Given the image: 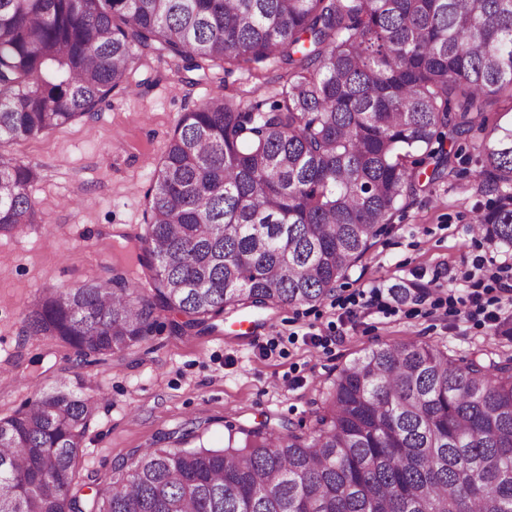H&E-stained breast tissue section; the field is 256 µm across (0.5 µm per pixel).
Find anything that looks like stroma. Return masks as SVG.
I'll use <instances>...</instances> for the list:
<instances>
[{
    "instance_id": "obj_1",
    "label": "stroma",
    "mask_w": 512,
    "mask_h": 512,
    "mask_svg": "<svg viewBox=\"0 0 512 512\" xmlns=\"http://www.w3.org/2000/svg\"><path fill=\"white\" fill-rule=\"evenodd\" d=\"M139 74L147 85L113 94L94 117L9 146L40 177L31 188L37 223L0 232V373L16 376L0 383V417L53 387L97 398L76 467L78 495L148 448L220 447L232 428L308 431L313 402L338 371L381 344L425 341L456 361L479 351L512 356V336L448 301L472 291L477 263H512V250L469 230L488 198L465 168L397 213L321 302L229 307L212 328L191 333L164 312L143 344L84 364L71 347L30 333L23 310L35 296L111 278L127 237L144 234L151 175L180 115L223 86L269 98L281 70H236L223 85L188 86L169 60L152 59ZM400 285L407 294L397 293ZM371 288L378 297L369 298Z\"/></svg>"
}]
</instances>
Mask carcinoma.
<instances>
[{
  "instance_id": "obj_1",
  "label": "carcinoma",
  "mask_w": 512,
  "mask_h": 512,
  "mask_svg": "<svg viewBox=\"0 0 512 512\" xmlns=\"http://www.w3.org/2000/svg\"><path fill=\"white\" fill-rule=\"evenodd\" d=\"M157 54L222 82L284 66L271 99L183 113L132 262L47 289L34 335L81 359L144 343L162 312L322 301L395 213L452 169L492 196L472 233L512 248V0H0V231L37 223L33 167L4 145L91 115ZM149 287L135 284L138 268ZM97 400L58 387L0 418V512H83L74 468ZM91 512H512V358L458 365L427 343L343 367L304 436L147 448Z\"/></svg>"
}]
</instances>
